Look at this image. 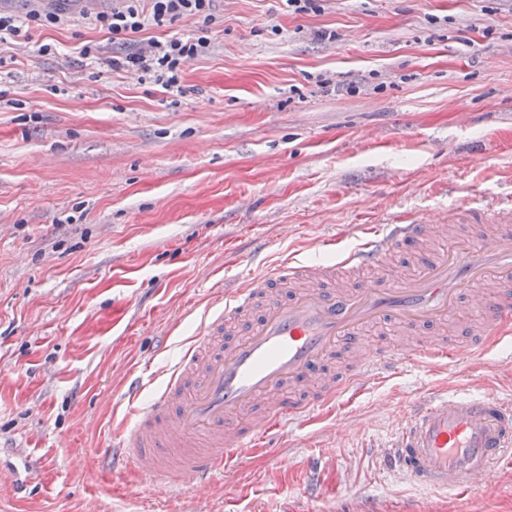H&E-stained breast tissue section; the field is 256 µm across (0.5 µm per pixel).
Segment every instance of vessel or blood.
Here are the masks:
<instances>
[{
	"mask_svg": "<svg viewBox=\"0 0 512 512\" xmlns=\"http://www.w3.org/2000/svg\"><path fill=\"white\" fill-rule=\"evenodd\" d=\"M448 220L482 225L483 235L451 241L402 278L385 271L388 255L434 239L435 220L380 225L336 262L289 259L225 294L203 313L163 388L115 430L107 461L134 465L163 488L210 479L273 449L288 421L404 363L480 354L512 320V205L470 204ZM469 310L479 325L465 322ZM377 326L416 340L370 347L364 335ZM386 453L414 485L471 494L494 469L512 470V401L485 392L423 397Z\"/></svg>",
	"mask_w": 512,
	"mask_h": 512,
	"instance_id": "b4317fda",
	"label": "vessel or blood"
}]
</instances>
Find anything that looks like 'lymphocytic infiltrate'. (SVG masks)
I'll use <instances>...</instances> for the list:
<instances>
[{
    "mask_svg": "<svg viewBox=\"0 0 512 512\" xmlns=\"http://www.w3.org/2000/svg\"><path fill=\"white\" fill-rule=\"evenodd\" d=\"M141 0H114L110 10L97 13L92 23L112 34L116 39H127L148 27H161L180 20L193 25L190 36L151 38L134 51L112 59L113 69L138 75L161 85L166 91L178 93L187 65L206 53L211 44L213 28L217 23L215 0H148V8H141ZM60 11L36 6L17 14L0 11V43L13 40L25 42L34 28L54 27L62 24Z\"/></svg>",
    "mask_w": 512,
    "mask_h": 512,
    "instance_id": "obj_1",
    "label": "lymphocytic infiltrate"
}]
</instances>
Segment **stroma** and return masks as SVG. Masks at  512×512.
Here are the masks:
<instances>
[{"label": "stroma", "mask_w": 512, "mask_h": 512, "mask_svg": "<svg viewBox=\"0 0 512 512\" xmlns=\"http://www.w3.org/2000/svg\"><path fill=\"white\" fill-rule=\"evenodd\" d=\"M173 95L81 45L85 19L0 44V512H421L384 448L414 401L512 398V335L409 365L286 425L224 484L101 467L130 377L162 385L202 312L288 258L332 262L361 219L512 197V0H216ZM56 45L52 55L38 47ZM443 512H512V473Z\"/></svg>", "instance_id": "obj_1"}]
</instances>
